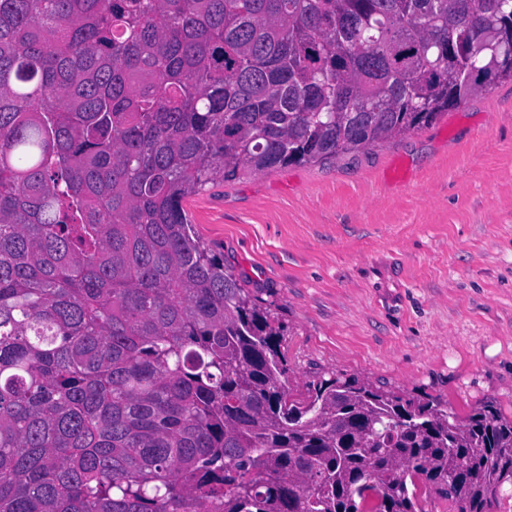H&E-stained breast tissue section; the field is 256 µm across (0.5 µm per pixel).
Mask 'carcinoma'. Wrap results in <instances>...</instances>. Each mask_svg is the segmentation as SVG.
I'll return each mask as SVG.
<instances>
[{"mask_svg": "<svg viewBox=\"0 0 512 512\" xmlns=\"http://www.w3.org/2000/svg\"><path fill=\"white\" fill-rule=\"evenodd\" d=\"M504 79L512 0H0V512H492L512 419L293 395L185 202Z\"/></svg>", "mask_w": 512, "mask_h": 512, "instance_id": "cac0c4a2", "label": "carcinoma"}]
</instances>
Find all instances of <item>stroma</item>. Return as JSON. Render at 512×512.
Segmentation results:
<instances>
[{"label": "stroma", "mask_w": 512, "mask_h": 512, "mask_svg": "<svg viewBox=\"0 0 512 512\" xmlns=\"http://www.w3.org/2000/svg\"><path fill=\"white\" fill-rule=\"evenodd\" d=\"M193 230L283 326L290 387L355 376L512 417V80L430 127L207 186Z\"/></svg>", "instance_id": "stroma-1"}]
</instances>
